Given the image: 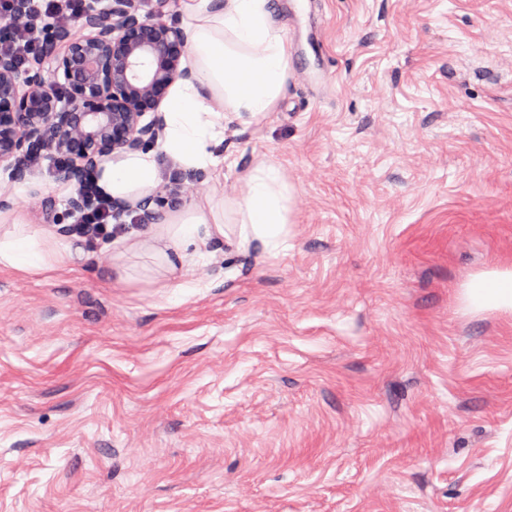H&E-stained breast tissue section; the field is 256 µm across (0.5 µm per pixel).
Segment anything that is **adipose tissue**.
<instances>
[{
  "instance_id": "adipose-tissue-1",
  "label": "adipose tissue",
  "mask_w": 512,
  "mask_h": 512,
  "mask_svg": "<svg viewBox=\"0 0 512 512\" xmlns=\"http://www.w3.org/2000/svg\"><path fill=\"white\" fill-rule=\"evenodd\" d=\"M190 19L192 73L169 94L162 133L163 150L180 166L209 172L224 140L222 112L256 119L269 112L287 77L291 48L272 20L268 0H185ZM155 152H122L98 166V185L112 200L138 204L157 182ZM25 184L0 199V269L21 274L61 272L72 265L69 237L38 228L17 213ZM291 193L280 169L258 163L239 197L211 196L168 211L145 237L128 239L126 250L157 260L167 275L209 255L215 243L236 236L240 247L268 251L288 239ZM463 300L472 311H512V270L495 269L471 278Z\"/></svg>"
}]
</instances>
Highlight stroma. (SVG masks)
Listing matches in <instances>:
<instances>
[{"mask_svg":"<svg viewBox=\"0 0 512 512\" xmlns=\"http://www.w3.org/2000/svg\"><path fill=\"white\" fill-rule=\"evenodd\" d=\"M281 97L225 113L217 180L267 161L288 242L118 282L127 207L72 270H0V512H512V0H269ZM22 216L69 227L50 158ZM463 300L474 312L512 311V270L495 269L471 278L465 285Z\"/></svg>","mask_w":512,"mask_h":512,"instance_id":"1","label":"stroma"}]
</instances>
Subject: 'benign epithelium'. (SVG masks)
<instances>
[{
  "instance_id": "obj_1",
  "label": "benign epithelium",
  "mask_w": 512,
  "mask_h": 512,
  "mask_svg": "<svg viewBox=\"0 0 512 512\" xmlns=\"http://www.w3.org/2000/svg\"><path fill=\"white\" fill-rule=\"evenodd\" d=\"M168 2L148 9L147 0H108L99 9L89 0L80 31L46 27L23 67L9 46L29 0H13L12 21L0 25V167L20 176L29 159H53L76 185L73 214L85 208L83 183L98 161L156 145L162 105L190 77L182 67L188 35L164 11Z\"/></svg>"
}]
</instances>
